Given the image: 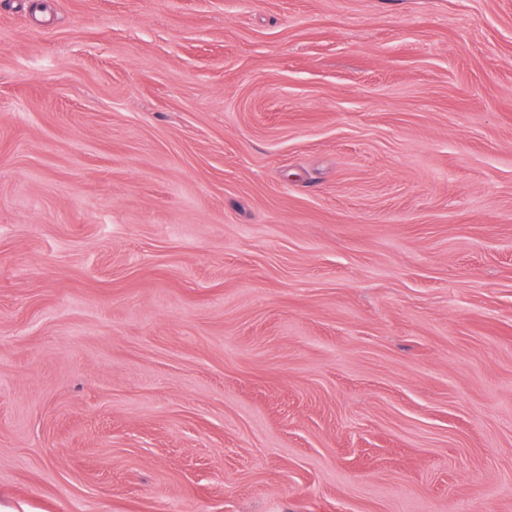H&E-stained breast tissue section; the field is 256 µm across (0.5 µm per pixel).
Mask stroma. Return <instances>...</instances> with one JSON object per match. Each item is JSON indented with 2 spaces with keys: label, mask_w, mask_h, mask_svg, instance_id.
Segmentation results:
<instances>
[{
  "label": "stroma",
  "mask_w": 512,
  "mask_h": 512,
  "mask_svg": "<svg viewBox=\"0 0 512 512\" xmlns=\"http://www.w3.org/2000/svg\"><path fill=\"white\" fill-rule=\"evenodd\" d=\"M0 0V512H512V0Z\"/></svg>",
  "instance_id": "stroma-1"
}]
</instances>
